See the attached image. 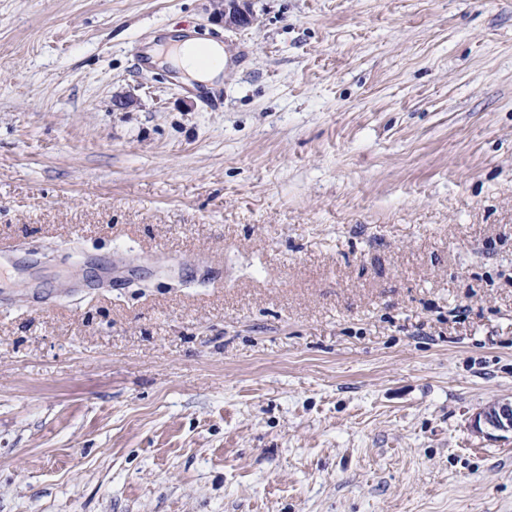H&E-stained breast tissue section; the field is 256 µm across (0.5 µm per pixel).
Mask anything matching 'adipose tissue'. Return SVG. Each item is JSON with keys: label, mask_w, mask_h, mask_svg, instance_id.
Wrapping results in <instances>:
<instances>
[{"label": "adipose tissue", "mask_w": 512, "mask_h": 512, "mask_svg": "<svg viewBox=\"0 0 512 512\" xmlns=\"http://www.w3.org/2000/svg\"><path fill=\"white\" fill-rule=\"evenodd\" d=\"M156 65H168L179 70L188 80L209 86L224 68L225 50L216 43L203 44L192 37L169 35L148 52Z\"/></svg>", "instance_id": "adipose-tissue-1"}]
</instances>
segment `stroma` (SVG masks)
I'll return each instance as SVG.
<instances>
[{
    "label": "stroma",
    "mask_w": 512,
    "mask_h": 512,
    "mask_svg": "<svg viewBox=\"0 0 512 512\" xmlns=\"http://www.w3.org/2000/svg\"><path fill=\"white\" fill-rule=\"evenodd\" d=\"M249 5L0 0V512H512V0ZM214 16L224 22V28L229 30H241L251 26L254 16L250 11L247 1L240 0H213ZM224 47L200 43L193 37L167 35L149 51L151 64L169 65L188 80L210 86L224 69ZM478 434L512 432V401H495L481 408L472 419Z\"/></svg>",
    "instance_id": "1"
}]
</instances>
